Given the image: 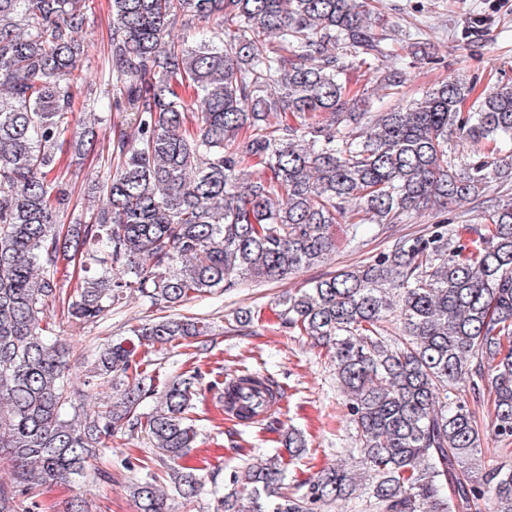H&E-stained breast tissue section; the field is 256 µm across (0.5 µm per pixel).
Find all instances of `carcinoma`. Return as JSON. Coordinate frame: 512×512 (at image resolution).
<instances>
[{"label": "carcinoma", "mask_w": 512, "mask_h": 512, "mask_svg": "<svg viewBox=\"0 0 512 512\" xmlns=\"http://www.w3.org/2000/svg\"><path fill=\"white\" fill-rule=\"evenodd\" d=\"M92 3L0 0V462L11 465L0 512H31L21 495L36 486L80 482L123 429L147 434L184 505L202 489L182 463L202 375L160 385L140 347L189 345L209 324L166 317L104 344L92 374L111 393L85 410L68 390V347L42 327L69 251L87 273L67 303L80 329L127 291L175 308L324 262L338 224L355 235L412 218L429 232L282 297L280 318L333 358L366 508L512 512V466L488 463L483 421L451 398L470 392L496 440L512 443V197L484 199L512 180V81L475 97L477 81L443 79L406 97L403 56L367 0H109L102 92L80 69ZM211 18L220 33L174 35ZM487 35L483 18L469 20L464 39ZM355 65L368 86L354 91L344 74ZM80 93L89 110L119 113L116 165L88 219L64 233L57 154L96 145L92 127L68 135ZM465 203L484 225L466 239L448 218ZM234 375L227 392L244 418L284 396L273 380ZM282 443L291 457L305 447L294 431ZM225 479L215 512H324L360 490L342 464L290 489L277 451ZM129 489L137 512H171L157 475Z\"/></svg>", "instance_id": "obj_1"}]
</instances>
